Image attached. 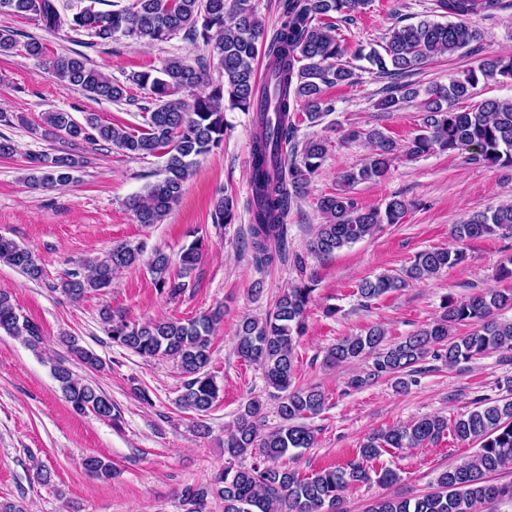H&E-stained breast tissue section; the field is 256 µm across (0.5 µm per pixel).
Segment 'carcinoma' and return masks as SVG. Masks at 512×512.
Segmentation results:
<instances>
[{
  "label": "carcinoma",
  "instance_id": "1",
  "mask_svg": "<svg viewBox=\"0 0 512 512\" xmlns=\"http://www.w3.org/2000/svg\"><path fill=\"white\" fill-rule=\"evenodd\" d=\"M247 0H135L130 7L99 10L90 4L72 15L70 26L84 30L101 44L120 34L145 45L166 42L182 32L202 40L210 58L217 60L219 77L213 79L207 64L195 65L173 58L154 76L135 73L128 81L150 86L157 101L142 132L128 127L103 125L95 114L79 122L71 113L46 112L40 136L61 144L55 153L29 157L25 182L32 190H54L74 180L73 172L88 164L87 157L63 149L81 142L103 141L127 156L152 155L164 159L162 177L144 192L132 196L128 206L141 224H159L179 199L193 174L196 157L218 149L224 141V110L254 113L251 139V249L258 269L271 265L275 254L270 241L283 238L284 220L294 199L300 197L327 151L322 139L284 146L295 138L290 112L302 111L315 124L325 114L321 98L323 84L356 82L354 69L341 63L346 47L336 35V18L351 20L366 10L371 0H281L280 24L268 34L262 18L246 6ZM446 22L422 19L415 24L393 28L381 48L359 50L379 77L403 76L438 55L472 50L483 39L469 25L473 15L491 14L502 8V0H435ZM0 13L26 17L34 15L41 26L54 30L62 19L54 0H0ZM266 61V75L259 80L255 63ZM60 86L80 90L96 99L120 102L127 86L89 64L80 54H61L48 62ZM498 79L512 82V55H499L464 70L449 79L448 85L428 90L424 103L421 133L405 151L409 159L432 152L452 153L473 149L475 158L489 165L512 168V99H486L468 111L455 108L457 101L473 96L480 82ZM418 91L394 83L379 106L393 112L413 99ZM366 139L373 151L359 168L340 176L342 189L321 198L319 207L326 223L318 226L312 250L330 255L379 231L385 224H401L410 203L392 197L382 208H364L352 194L363 182L384 178L394 160V143L372 129ZM235 219L233 199L218 197L212 221L230 224ZM512 234V204L478 212L454 226L453 236L462 243L493 235ZM204 240L197 237L185 246L179 267L172 270L170 257L157 250L150 271L159 292L173 299L187 287L186 278L196 269ZM137 250L117 245L89 270L70 273L60 283L61 292L79 300L92 291L112 285L113 273L136 264ZM466 260L461 248L426 250L418 253L404 275L381 274L357 284V294L368 303L390 291L405 287L407 281H424L442 269ZM0 263L9 265L32 281L41 279L43 268L25 246L0 235ZM299 282L286 288L261 318L246 317L236 331V351L240 358L262 366L271 397L278 400L282 424L275 430H261L263 403L254 398L237 417L235 428L224 441V453L231 462L215 477L212 490L187 486L183 501L193 512H203L208 493L224 500V512H345V490L355 484L376 480L390 485L399 479L396 471L382 468L373 474L369 463L388 448H415L433 443L452 430L460 440H477L479 449L472 459L451 467L438 476L436 487L415 497L387 496L372 501L366 512H477V506L493 505L512 498V484L503 486L491 476L512 468V399L480 397L474 409L448 424L440 416L425 417L408 426H394L374 433L358 448V458L334 470L302 476L281 467L277 461L292 448H310L314 433L304 420L318 414L325 396L316 387L294 385L295 344L306 330V318L313 298L314 277L306 275V265L297 258ZM512 306V292L484 289L462 302L450 301L436 321L417 329L401 340L386 342L385 330L372 326L357 336L339 339L327 353L331 365L360 358L373 359L365 374L349 378L353 389L368 386L381 378L403 390L416 365L427 355L454 366L494 350L512 351V322H500L497 311ZM221 312L210 311L189 320L132 322L121 314L104 316L112 343L147 360L158 356L172 360L188 377L179 396L180 407L203 417L219 397L220 388L206 371L210 361L211 335ZM459 325L472 330L463 336L451 334ZM0 331L22 339L31 347L41 342L39 327L17 313L10 297L0 293ZM69 352L87 367L100 370L102 360L72 339ZM65 399L77 413L87 411L115 421L118 412L112 399L99 387L73 376L63 363L53 365ZM256 455L249 466H234L233 460ZM84 468L101 480L112 479V463L89 456Z\"/></svg>",
  "mask_w": 512,
  "mask_h": 512
}]
</instances>
